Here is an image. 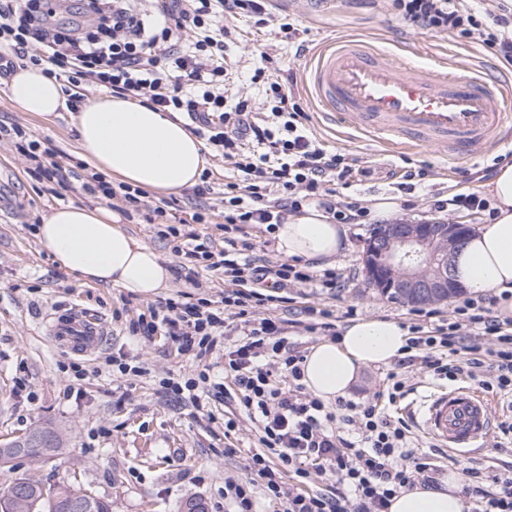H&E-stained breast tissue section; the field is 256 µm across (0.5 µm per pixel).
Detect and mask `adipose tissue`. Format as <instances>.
I'll use <instances>...</instances> for the list:
<instances>
[{
    "mask_svg": "<svg viewBox=\"0 0 512 512\" xmlns=\"http://www.w3.org/2000/svg\"><path fill=\"white\" fill-rule=\"evenodd\" d=\"M9 98L24 112L48 119L64 105L61 86L38 67L15 72ZM78 148L98 171L154 194L195 186L206 166V147L183 122L168 113L122 98L87 100L76 117ZM494 220L478 225L453 258V273L469 294L512 293V165L502 167L486 188ZM36 234L55 260L82 282L115 286L148 296L165 287L169 271L148 245L125 232L111 210L61 205ZM348 228L314 208L289 216L275 237L280 252L307 262L328 263L342 251ZM408 332L384 319L345 327L338 340L313 346L304 360L303 382L325 403L346 396L360 371L401 356ZM470 503L456 475L441 489L420 486L397 493L390 512H468Z\"/></svg>",
    "mask_w": 512,
    "mask_h": 512,
    "instance_id": "1",
    "label": "adipose tissue"
}]
</instances>
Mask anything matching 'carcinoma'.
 <instances>
[{"mask_svg": "<svg viewBox=\"0 0 512 512\" xmlns=\"http://www.w3.org/2000/svg\"><path fill=\"white\" fill-rule=\"evenodd\" d=\"M42 447L24 453L27 458L54 455L60 450V439L50 428ZM0 473H9L8 483L0 488V512H111L112 503L88 491L77 481L46 485L32 476L13 474L12 459L0 457Z\"/></svg>", "mask_w": 512, "mask_h": 512, "instance_id": "1", "label": "carcinoma"}]
</instances>
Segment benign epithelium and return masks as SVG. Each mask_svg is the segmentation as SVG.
<instances>
[{
    "label": "benign epithelium",
    "mask_w": 512,
    "mask_h": 512,
    "mask_svg": "<svg viewBox=\"0 0 512 512\" xmlns=\"http://www.w3.org/2000/svg\"><path fill=\"white\" fill-rule=\"evenodd\" d=\"M469 225L446 220L400 221L365 241V270L370 285L413 307L448 301L462 290L451 274V259L469 236ZM33 435L0 446L10 457L38 442Z\"/></svg>",
    "instance_id": "1"
}]
</instances>
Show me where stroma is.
I'll return each instance as SVG.
<instances>
[{"mask_svg":"<svg viewBox=\"0 0 512 512\" xmlns=\"http://www.w3.org/2000/svg\"><path fill=\"white\" fill-rule=\"evenodd\" d=\"M283 10L297 17L307 48L346 36H374L386 47L402 43L417 47L419 56L453 51L468 62L486 63L483 49L467 39L451 41L428 34L404 32L389 15L384 0H349L320 9L306 0H284ZM281 78H294L302 94L313 132L330 146L353 154L371 173L354 183L351 195L375 206L393 198L398 217L419 221L433 217L435 194L452 192L467 177L486 169L512 165V142L491 145L486 154L467 166H453L433 146L394 153L354 132L326 124L300 84L304 58L278 45ZM0 123L22 124L40 151L55 152L68 168V189L56 182L36 181L27 170L30 160L10 141L0 142V441L13 439L39 427L59 432L63 445L57 455L14 462L17 474L32 475L46 484L79 479L96 494L109 499L112 512H183L186 501L202 499L208 512L224 504L226 476L246 480L249 456L257 450V433L243 412L233 404L211 400L210 415L196 413L177 400L165 397L159 382L169 376L192 377L199 366L192 356L179 355L172 339L131 335L129 321L147 307L188 296L221 300L224 277L199 265L182 266L171 250L165 231L174 218L189 219L195 210L191 191L177 194L175 216L147 223L144 214L122 218L123 229L154 249L170 272L165 288L149 297L113 286L85 285L63 270L40 244L36 227L59 204H90L81 190L82 158L72 112L63 110L45 120L19 111L10 101L8 83L0 79ZM404 166L425 167L430 179L424 189L408 194L400 190L395 174ZM370 225L353 224L348 240L331 264L344 286L330 294L308 293L305 302L345 311L355 306L361 319H388L408 327L418 323L417 308L382 298L368 284L362 262L363 242ZM98 314L107 337L96 354L61 351L47 336L49 314L73 308ZM132 347L148 373L142 377L110 373L105 358L120 347ZM85 368L87 377L76 382L72 365ZM25 381L26 394H16L17 381ZM410 390L386 412L408 422L412 442L429 462L443 472L459 474L474 463L482 464L486 481L512 472V442L499 441L498 429L466 448H442L423 432L413 415L415 400L447 388L444 380L427 376L418 367L408 372ZM82 386L84 396L67 398L70 387ZM237 427L225 432L226 416Z\"/></svg>","mask_w":512,"mask_h":512,"instance_id":"35a3bbf8","label":"stroma"}]
</instances>
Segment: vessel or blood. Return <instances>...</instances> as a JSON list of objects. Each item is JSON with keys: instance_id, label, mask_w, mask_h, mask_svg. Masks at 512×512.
<instances>
[{"instance_id": "b4317fda", "label": "vessel or blood", "mask_w": 512, "mask_h": 512, "mask_svg": "<svg viewBox=\"0 0 512 512\" xmlns=\"http://www.w3.org/2000/svg\"><path fill=\"white\" fill-rule=\"evenodd\" d=\"M303 80L322 116L388 149L435 146L464 165L512 139V76L472 63L439 56L423 68L376 39L352 37L315 47ZM48 328L60 349L80 355L106 336L101 319L82 309L52 317ZM418 412L443 448L466 447L492 427L487 398L469 388L423 398Z\"/></svg>"}]
</instances>
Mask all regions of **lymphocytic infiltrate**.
<instances>
[{
    "mask_svg": "<svg viewBox=\"0 0 512 512\" xmlns=\"http://www.w3.org/2000/svg\"><path fill=\"white\" fill-rule=\"evenodd\" d=\"M64 0H0V76L23 62L64 82L66 106L77 111L85 87L131 99L160 112H173L224 159V239L209 244L195 233L171 228L173 252L190 263L223 269L222 306L210 300H168L131 321L133 334L166 336L179 354L205 356L224 350V381L200 371L191 378H166L162 388L192 407L210 398L236 399L259 434L252 454L251 480H224V500L234 512H257L259 500L282 512H388L392 497L415 486L439 488V469L409 449L410 429L384 415L406 388L404 369L417 366L437 379H467L480 389L512 398V317L488 295L456 302L454 321L411 326L404 355L386 375L377 397L337 400L328 406L305 393V354L287 342L289 324L279 314L293 296L282 289L340 288L332 270L300 263L257 264L242 236L245 225L267 233L303 208L316 206L338 224H360L370 210L347 195L357 161L328 149L307 126L309 115L292 83L280 81L276 59L255 50L240 60L230 54L236 20L254 18L281 41L304 52L294 21L271 0H157L154 10L138 0H82L83 24L56 22ZM388 9L409 33L478 37L512 69V0H388ZM95 198L115 201L123 213L140 212L145 193L92 173L83 185ZM265 306L269 316L253 318ZM237 337L220 338L227 328ZM294 474L297 484L287 483ZM335 480L336 492L309 493L300 481L313 476ZM462 491L473 512H512V474L487 489L480 467L465 471Z\"/></svg>",
    "mask_w": 512,
    "mask_h": 512,
    "instance_id": "1",
    "label": "lymphocytic infiltrate"
}]
</instances>
